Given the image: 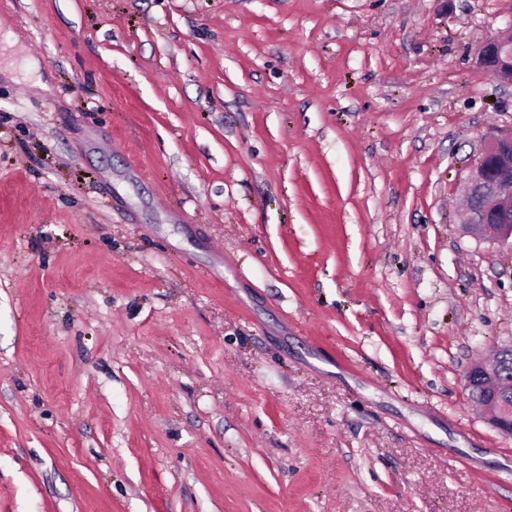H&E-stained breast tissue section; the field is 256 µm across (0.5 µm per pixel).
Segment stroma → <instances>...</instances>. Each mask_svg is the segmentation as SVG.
Segmentation results:
<instances>
[{"instance_id":"obj_1","label":"stroma","mask_w":512,"mask_h":512,"mask_svg":"<svg viewBox=\"0 0 512 512\" xmlns=\"http://www.w3.org/2000/svg\"><path fill=\"white\" fill-rule=\"evenodd\" d=\"M512 0H0V512H512L463 387L512 253ZM510 30L481 41L477 56L481 65L491 68L498 78L512 85V23ZM464 233L512 253V136L491 140L462 184Z\"/></svg>"}]
</instances>
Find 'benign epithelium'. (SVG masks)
I'll return each mask as SVG.
<instances>
[{
	"label": "benign epithelium",
	"instance_id": "obj_1",
	"mask_svg": "<svg viewBox=\"0 0 512 512\" xmlns=\"http://www.w3.org/2000/svg\"><path fill=\"white\" fill-rule=\"evenodd\" d=\"M505 33L481 41L477 56L481 65L512 85V22ZM469 209L461 224L464 233L512 251V136L491 140L462 184ZM465 391L478 386L487 394L488 423L512 437V402L500 397L503 384L498 367L485 359L471 363L463 376Z\"/></svg>",
	"mask_w": 512,
	"mask_h": 512
}]
</instances>
